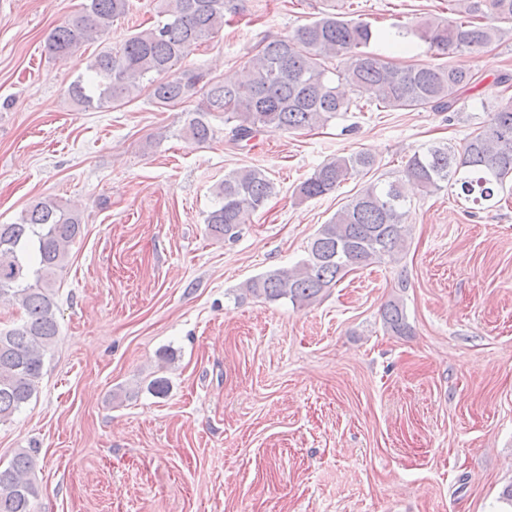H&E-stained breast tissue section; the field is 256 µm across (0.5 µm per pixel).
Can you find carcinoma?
Returning a JSON list of instances; mask_svg holds the SVG:
<instances>
[{
	"label": "carcinoma",
	"mask_w": 512,
	"mask_h": 512,
	"mask_svg": "<svg viewBox=\"0 0 512 512\" xmlns=\"http://www.w3.org/2000/svg\"><path fill=\"white\" fill-rule=\"evenodd\" d=\"M460 19L427 20L415 36L436 56L475 54L499 42L512 25V0H448ZM232 0H161L157 24L136 32L94 56L91 76L73 81L71 99L84 107L122 105L148 91L151 103L171 108L203 93V106L186 133L204 143L214 136L209 116L224 113L231 140L248 142L260 132L311 131L327 125L357 103L342 84L375 88L379 107L456 111L459 95L474 88L475 74L454 66L417 63L398 66L368 51L377 38L369 23L326 12L293 35L261 41L242 70L207 77L184 60L224 28ZM130 0H89L84 10L55 27L47 50L64 58L106 35L126 15ZM376 165L367 154L338 156L319 166L295 189L298 200L335 191L349 176ZM405 180L425 194L448 188L477 206L493 202L512 181V104L489 113L460 148L431 146L407 162ZM274 182L261 168L224 176L217 186L218 207L205 218L206 233L239 238L242 224L262 209ZM410 203L399 181H372L321 225L306 259L292 270L253 278L244 290L269 301L282 298L304 305L315 301L349 272L395 259L406 247ZM80 213L54 198L26 208L13 224H0V298L23 310L21 322L0 328V424L33 398L43 376L44 358L58 336L55 290L69 246L81 234ZM384 327L396 335L410 330L403 304L392 299L381 312ZM35 465L29 451L15 453L0 468V512H33L37 491L30 479Z\"/></svg>",
	"instance_id": "obj_1"
}]
</instances>
